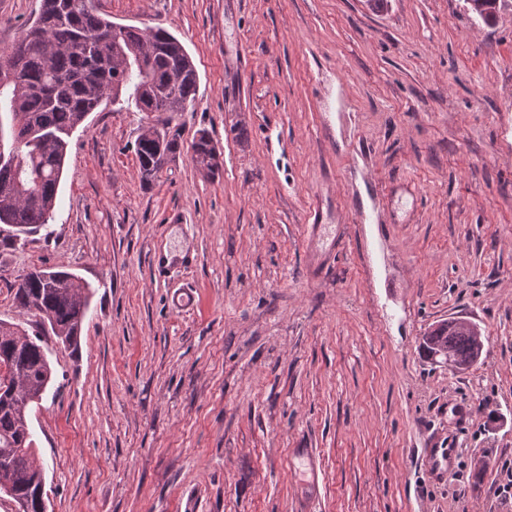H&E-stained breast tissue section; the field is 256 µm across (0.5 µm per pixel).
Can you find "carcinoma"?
I'll return each mask as SVG.
<instances>
[{"instance_id":"1","label":"carcinoma","mask_w":512,"mask_h":512,"mask_svg":"<svg viewBox=\"0 0 512 512\" xmlns=\"http://www.w3.org/2000/svg\"><path fill=\"white\" fill-rule=\"evenodd\" d=\"M199 75L184 44L163 29H141L99 16L94 0H42L35 23L0 53V135L13 144L15 165L0 163V224L25 233L48 223L57 203L68 138L100 104L127 92L141 112H186L196 101ZM191 149L199 167L214 173L219 155L203 132ZM180 150L170 120L144 130L136 156L144 184ZM90 298L89 286L67 271L34 268L14 292L21 313L35 318L28 334L0 320V362L12 367L0 390V481L10 484L29 512H41L36 496L43 468L20 406L42 398L52 380L43 336L47 322L62 343L75 346ZM483 340L457 318L429 328L419 349L433 363L463 372L480 359Z\"/></svg>"}]
</instances>
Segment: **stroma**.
<instances>
[{
  "mask_svg": "<svg viewBox=\"0 0 512 512\" xmlns=\"http://www.w3.org/2000/svg\"><path fill=\"white\" fill-rule=\"evenodd\" d=\"M95 0L179 36L199 73L183 147L144 184L156 120L105 101L69 140L53 217L0 239V320L34 268L92 292L77 348L47 336L29 412L48 512H296L291 450L324 477L309 512H512V0ZM41 0H0V48ZM208 132L221 166L190 145ZM321 205L336 255L306 265ZM339 244H332V236ZM192 291L180 310L170 296ZM484 337L454 373L418 343ZM468 409L453 420L449 402ZM462 454L438 484L433 432ZM459 320L450 318L431 326L419 344V349L427 360L448 365L451 372H463L473 367L479 361L484 348L480 336L474 335Z\"/></svg>",
  "mask_w": 512,
  "mask_h": 512,
  "instance_id": "obj_1",
  "label": "stroma"
}]
</instances>
